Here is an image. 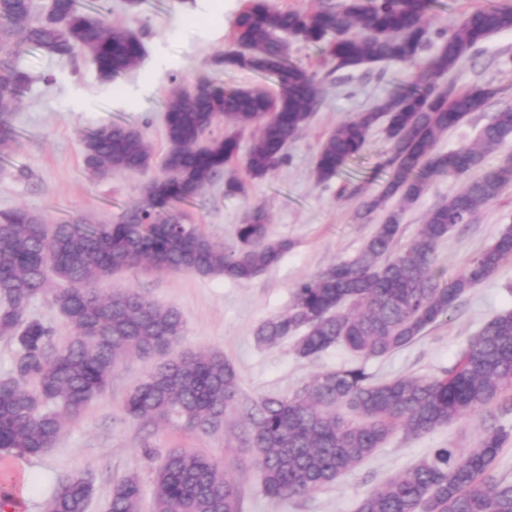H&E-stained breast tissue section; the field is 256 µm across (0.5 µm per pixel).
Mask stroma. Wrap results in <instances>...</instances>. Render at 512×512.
I'll use <instances>...</instances> for the list:
<instances>
[{
    "label": "stroma",
    "instance_id": "obj_1",
    "mask_svg": "<svg viewBox=\"0 0 512 512\" xmlns=\"http://www.w3.org/2000/svg\"><path fill=\"white\" fill-rule=\"evenodd\" d=\"M108 4L113 25L141 35L146 50L143 64L113 82L102 83L84 55L57 57L37 48L21 49L19 62L32 80L12 113V122L23 137L0 161V210L25 207L50 220L70 215L92 223H112L142 200L148 183L160 176L161 169L155 164L144 172L87 177L81 144L87 131L115 120L130 122L145 133L154 155L159 156L165 148L163 100L172 81L189 86L204 75L228 89L259 82L253 72L212 64L215 54L232 47L231 26L241 0H223L219 32L212 38L194 30L201 22L200 0H143L138 7L127 0H108ZM289 53L317 70L323 91L320 111L287 147L289 163L264 180L248 182L243 195H225L220 182L207 186L201 203L189 210L192 223L231 251L237 246V225L248 210L263 207L273 235L293 243L279 264L247 283L141 268L116 272L99 285L105 294L135 288L158 304L178 308L185 320L178 349L204 348L224 354L239 375L240 397L249 400L293 394L315 374L355 363V356L340 345L315 358L301 359L294 355L290 342L274 347L258 344L255 331L265 320L287 311L298 282L336 261L355 258L381 223L382 212L362 218L358 207L362 200L380 194L385 185L383 166L389 144L382 128L372 131L363 156L330 184L316 183L312 168L336 124L407 86L414 73L405 65L373 64L341 79L312 46L294 41ZM444 81L459 91L488 84L497 94L487 111L448 131L438 144L443 151L473 142L493 113L512 105V32L491 36ZM143 84L148 90L134 104H118L122 92ZM463 185L460 179L435 180L406 211L402 243L413 241L427 212ZM509 224L512 184L483 207L472 224L458 228L440 245L438 268L448 276L458 274L474 253L492 245ZM510 307L512 259L465 295L450 321L428 328L407 348L365 360L364 366L382 379L442 375L457 362L469 339L493 315ZM148 369V362L136 357L118 365L106 391L68 427L56 446L25 460L21 471L34 477L35 491L24 498L21 512H45L55 489L74 475L91 484L88 512H107L113 482L131 473L140 476L144 498H151L155 468L168 452L180 448L205 453L226 465L230 478L242 490V512H355L360 498L433 449L450 445L467 451L477 444L483 430V419L477 416L419 437L396 432L332 485L302 498L274 501L262 491L253 453L240 443L243 424L237 416L226 417L213 432H193L171 423L140 425L127 418L123 402Z\"/></svg>",
    "mask_w": 512,
    "mask_h": 512
}]
</instances>
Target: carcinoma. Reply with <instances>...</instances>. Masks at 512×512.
<instances>
[{"label":"carcinoma","mask_w":512,"mask_h":512,"mask_svg":"<svg viewBox=\"0 0 512 512\" xmlns=\"http://www.w3.org/2000/svg\"><path fill=\"white\" fill-rule=\"evenodd\" d=\"M443 0H338L315 11L280 9L271 0H244L232 21L236 49L214 64L272 79L227 89L206 76L191 89L174 87L164 103L163 175L145 200L113 224L69 219L48 224L18 207L0 211V339L14 346L10 374L0 378V452L21 462L52 448L63 431L109 386L112 370L129 357L165 359L127 394L134 421L176 422L188 430L218 428L237 408L238 374L224 355L172 350L185 322L175 307L138 291L104 295L97 288L116 269L147 264L159 271L246 283L277 265L292 243L272 235L257 207L237 225L230 252L196 224L185 223L205 187L224 181V194L243 195L246 180L260 181L288 164V142L322 104L315 75L292 60L284 34L317 49L334 70L374 63L416 67L411 84L365 112L336 125L314 163L313 177L328 183L366 150L371 130L383 125L391 144L381 195L363 203L384 217L351 261H338L295 285L288 311L264 321L257 343L291 339L300 358L343 345L362 359L389 355L446 321L459 300L512 258V225L474 255L459 274L436 270L437 250L455 228L512 184V157L483 167L486 153L512 137V106L501 108L472 144L437 149L448 130L485 110L495 91L475 85L455 91L442 78L490 36L512 31V5H490L433 28ZM57 20L33 22L32 0H0V34L14 51L33 45L52 56L82 53L98 78L110 83L137 70L141 37L114 26L100 0H50ZM435 45V53L421 58ZM31 82L16 64L0 61V153L21 138L11 123L13 101ZM225 123L224 131L218 130ZM258 128L244 157L243 133ZM85 168L94 176L144 172L153 150L143 132L114 121L86 133ZM478 172L474 178L473 172ZM441 176L466 179L463 188L427 214L416 238L398 247L401 221ZM43 298L73 330L52 344L53 330L28 317ZM512 388V308L495 314L471 338L457 363L433 378L378 380L362 365L315 375L288 396H264L247 410V447L256 455L264 494L302 497L330 485L368 459L397 430L418 437L484 415ZM512 429L492 423L463 454L437 448L403 474L366 494L356 512H512V483L493 474ZM151 512H241L238 486L226 467L189 449L170 451L152 476ZM91 486L74 476L60 484L46 512H86ZM139 475L112 485L109 512H142ZM20 504L16 485L0 478V512Z\"/></svg>","instance_id":"cac0c4a2"}]
</instances>
